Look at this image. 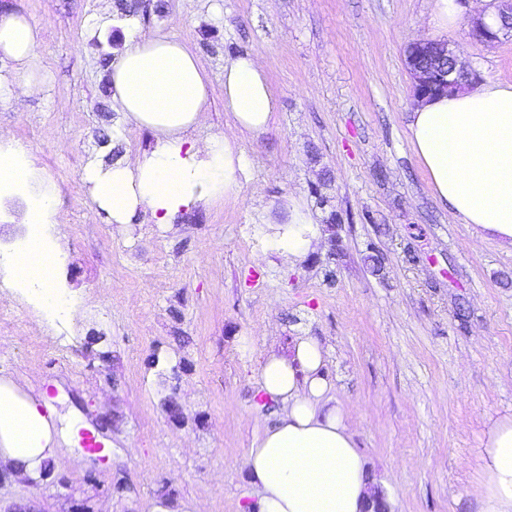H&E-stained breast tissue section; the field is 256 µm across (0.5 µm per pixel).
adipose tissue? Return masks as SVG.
Wrapping results in <instances>:
<instances>
[{
	"label": "adipose tissue",
	"instance_id": "1",
	"mask_svg": "<svg viewBox=\"0 0 512 512\" xmlns=\"http://www.w3.org/2000/svg\"><path fill=\"white\" fill-rule=\"evenodd\" d=\"M40 42L41 30L28 16L0 13V56L15 64L13 78L0 79V102L46 84ZM111 81L121 111L150 129L155 145L132 163L94 159L85 165L80 177L96 210L126 224L145 209L154 223L166 226L181 212L233 196L244 170L236 141L215 136L201 147L189 135L207 103L209 83L185 43L130 31L111 65ZM224 107L239 132L257 136L269 128L276 103L253 55L225 63ZM407 128L435 199L484 237L512 248V84L489 81L474 91L417 102ZM34 176L27 146L13 141L0 147V196H28L26 222L46 224L55 215V199L50 189L33 190ZM287 222V236L271 239L270 247L288 256L307 252L310 215L296 205ZM62 259L35 238L14 254L12 268L17 280L39 285L47 306L70 313L75 302L45 277ZM324 361L319 341L300 336L288 354L268 353L260 368L259 393L283 412L245 455L257 488L250 512H363L374 490L323 375ZM83 428L75 419L56 437L39 402L14 382H0V465L13 474L39 478L59 441L79 444ZM481 460L482 512H512V417L491 427Z\"/></svg>",
	"mask_w": 512,
	"mask_h": 512
}]
</instances>
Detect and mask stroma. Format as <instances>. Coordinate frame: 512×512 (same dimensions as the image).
Wrapping results in <instances>:
<instances>
[{
  "instance_id": "1",
  "label": "stroma",
  "mask_w": 512,
  "mask_h": 512,
  "mask_svg": "<svg viewBox=\"0 0 512 512\" xmlns=\"http://www.w3.org/2000/svg\"><path fill=\"white\" fill-rule=\"evenodd\" d=\"M459 0V27H436L430 0H0L42 28L49 79L0 104V133L26 145L56 192L43 225L64 254L55 315L16 281L28 200H0V377L50 422L74 417L106 439V458L61 444L43 479L4 475L0 505L28 512H242L255 486L245 453L281 411L257 409L267 353L316 337L368 474L391 512H480V456L512 416V252L480 239L435 199L409 140L410 43L460 47L481 81L512 84V36L483 44ZM174 35L211 84L191 138L233 123L224 63L249 53L277 101L268 131L240 135L237 196L153 224L96 212L88 160L151 150L109 88L131 24ZM313 219L304 256L266 251L292 204ZM176 403L182 414L170 417Z\"/></svg>"
}]
</instances>
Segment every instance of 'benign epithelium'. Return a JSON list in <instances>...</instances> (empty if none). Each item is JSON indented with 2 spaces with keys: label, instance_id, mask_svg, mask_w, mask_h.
Returning <instances> with one entry per match:
<instances>
[{
  "label": "benign epithelium",
  "instance_id": "7a95c632",
  "mask_svg": "<svg viewBox=\"0 0 512 512\" xmlns=\"http://www.w3.org/2000/svg\"><path fill=\"white\" fill-rule=\"evenodd\" d=\"M491 15L495 22L486 21V14L472 19L474 39L495 42L512 33V0H493ZM462 52L446 43L418 40L408 47L406 64L409 70L414 97L430 98L470 88L478 81V75L470 68L462 69L452 61Z\"/></svg>",
  "mask_w": 512,
  "mask_h": 512
}]
</instances>
